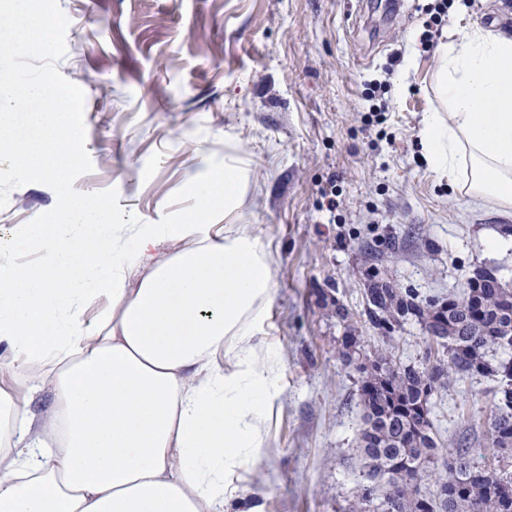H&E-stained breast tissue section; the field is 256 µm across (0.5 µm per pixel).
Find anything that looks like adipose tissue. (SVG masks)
Instances as JSON below:
<instances>
[{"label":"adipose tissue","mask_w":512,"mask_h":512,"mask_svg":"<svg viewBox=\"0 0 512 512\" xmlns=\"http://www.w3.org/2000/svg\"><path fill=\"white\" fill-rule=\"evenodd\" d=\"M436 55L429 164L511 209L512 37L473 24ZM242 188L228 163L188 185L195 211L174 223L100 225L83 203L26 235L40 267L0 253V512H225L281 373L253 340L271 259L248 225L217 222Z\"/></svg>","instance_id":"ef3b65f1"}]
</instances>
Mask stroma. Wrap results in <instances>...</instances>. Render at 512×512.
<instances>
[{"label":"stroma","mask_w":512,"mask_h":512,"mask_svg":"<svg viewBox=\"0 0 512 512\" xmlns=\"http://www.w3.org/2000/svg\"><path fill=\"white\" fill-rule=\"evenodd\" d=\"M70 24L60 73L85 93L93 169L82 193L116 189L142 222L209 158L244 171L228 223L252 225L272 258L275 296L254 338L280 361L260 463L236 470L237 495L262 512H349L365 472L358 374L342 360L383 349L422 365L413 322L383 338L360 312L372 275L421 297L461 294L490 269L512 283V210L475 203L425 158L420 128L438 110L439 42L479 24L512 34V0H450L436 41L420 35L435 0H405L387 20L378 0H59ZM386 80L382 124H367V85ZM335 179L342 204L326 211ZM48 186L14 188L0 239L51 210ZM352 315L340 323L337 307ZM493 376L454 378L430 403L441 448L488 464Z\"/></svg>","instance_id":"stroma-1"}]
</instances>
